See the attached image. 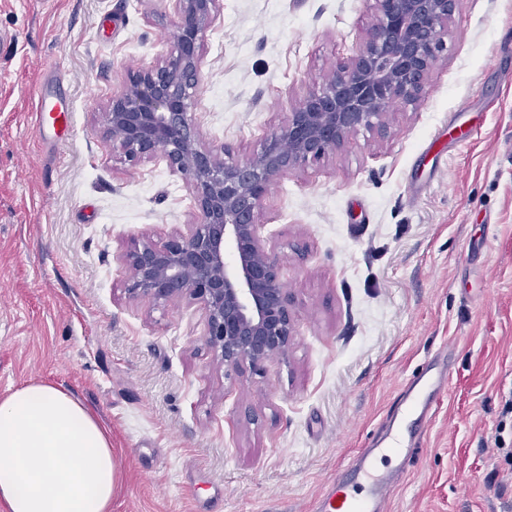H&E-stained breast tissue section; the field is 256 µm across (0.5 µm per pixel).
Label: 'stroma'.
<instances>
[{"label": "stroma", "mask_w": 512, "mask_h": 512, "mask_svg": "<svg viewBox=\"0 0 512 512\" xmlns=\"http://www.w3.org/2000/svg\"><path fill=\"white\" fill-rule=\"evenodd\" d=\"M368 0H221L191 114L234 163L258 151L365 35ZM175 0H0V399L73 393L112 438V512H308L341 482L429 358L451 355L421 460L388 512H512V0H460L422 97L388 131L277 179L261 234L295 336L236 379L200 306L128 299L117 260L194 201L162 158L132 167L101 114L127 70L166 56ZM61 70L72 139L37 144V86ZM471 144L419 159L460 106ZM493 223L492 236L484 226Z\"/></svg>", "instance_id": "stroma-1"}]
</instances>
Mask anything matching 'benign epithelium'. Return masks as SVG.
Returning a JSON list of instances; mask_svg holds the SVG:
<instances>
[{
  "mask_svg": "<svg viewBox=\"0 0 512 512\" xmlns=\"http://www.w3.org/2000/svg\"><path fill=\"white\" fill-rule=\"evenodd\" d=\"M458 2L373 0L374 23L349 57L264 138L260 151L229 165L190 115L201 84L203 35L220 0H176L169 53L128 72L102 113L126 163L162 157L195 204V220L168 241L134 239L117 257L128 272V298L199 304L204 343L227 379L246 366L259 369L275 354L287 356L292 300L260 234L262 200L275 180L320 163L354 132H387L389 109L422 95Z\"/></svg>",
  "mask_w": 512,
  "mask_h": 512,
  "instance_id": "obj_1",
  "label": "benign epithelium"
}]
</instances>
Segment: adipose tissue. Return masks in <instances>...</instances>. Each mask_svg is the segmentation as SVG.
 <instances>
[{"instance_id": "obj_1", "label": "adipose tissue", "mask_w": 512, "mask_h": 512, "mask_svg": "<svg viewBox=\"0 0 512 512\" xmlns=\"http://www.w3.org/2000/svg\"><path fill=\"white\" fill-rule=\"evenodd\" d=\"M112 440L71 393L32 381L0 400L6 512H112Z\"/></svg>"}]
</instances>
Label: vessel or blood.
<instances>
[{"label": "vessel or blood", "instance_id": "vessel-or-blood-1", "mask_svg": "<svg viewBox=\"0 0 512 512\" xmlns=\"http://www.w3.org/2000/svg\"><path fill=\"white\" fill-rule=\"evenodd\" d=\"M60 91V85L54 81L42 86L33 108L37 124H44L49 112L57 113L62 120L68 118V111L58 106ZM446 388L445 374L439 371L437 363H429L407 388L406 411L390 417L385 430L368 439L349 461V480L329 487L312 512H386L392 482L388 474L379 471L377 462L390 456L406 461L418 459L423 436L435 417V403Z\"/></svg>", "mask_w": 512, "mask_h": 512}]
</instances>
